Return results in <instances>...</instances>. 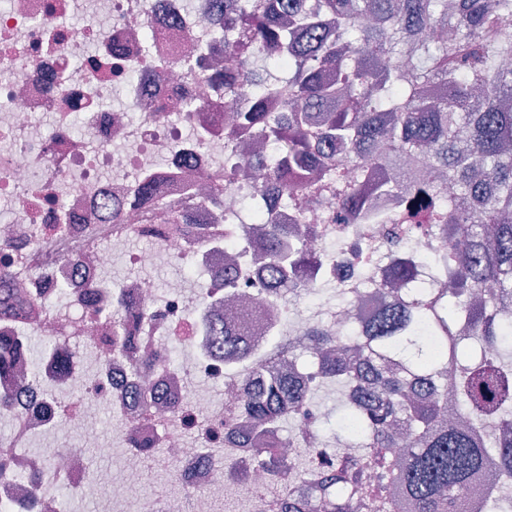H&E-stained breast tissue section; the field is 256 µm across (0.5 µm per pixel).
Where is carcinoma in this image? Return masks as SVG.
I'll return each mask as SVG.
<instances>
[{"label": "carcinoma", "mask_w": 512, "mask_h": 512, "mask_svg": "<svg viewBox=\"0 0 512 512\" xmlns=\"http://www.w3.org/2000/svg\"><path fill=\"white\" fill-rule=\"evenodd\" d=\"M224 71L211 81L229 97L257 95L236 113L235 127L258 132L252 155L232 159L233 172L266 167L270 144L278 156L264 191L296 205L336 186L341 224L448 226L431 265L403 257L395 286L367 319L359 339L343 344L325 329L311 331L321 377L314 385L264 378L262 367L243 383L245 432L253 465L270 481L288 484L278 512H356L367 471L375 485L370 512H464L462 495L485 474L512 488V362L504 349L481 357L462 341L486 345L512 335L498 319L512 306V0H214ZM284 97L276 115L261 103ZM435 169L436 181L398 215L363 204L356 189L366 169L384 178L374 190L397 194ZM154 201L165 224L182 220L180 204ZM261 257L273 277L303 284L308 262L303 239L285 243L288 230L264 228ZM211 349L224 360L246 362L259 343L242 331L213 330ZM22 351L0 337V371L12 370ZM468 423L444 415L439 393L448 366ZM324 385L342 395L339 427L353 432L356 452L338 456L332 441L319 449L329 460L309 493L296 494L301 471L260 432L282 433L288 420L306 416ZM408 442L403 452L398 431Z\"/></svg>", "instance_id": "1"}]
</instances>
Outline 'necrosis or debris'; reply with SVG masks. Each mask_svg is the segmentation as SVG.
Returning <instances> with one entry per match:
<instances>
[{
  "mask_svg": "<svg viewBox=\"0 0 512 512\" xmlns=\"http://www.w3.org/2000/svg\"><path fill=\"white\" fill-rule=\"evenodd\" d=\"M212 7L213 0H165L155 13L148 0H7L0 7V255L7 257L0 271L24 297L13 316L0 317V335L22 345L36 335L73 353L68 372L48 355L39 377L0 375V395L14 400L0 435V451L9 453L0 512H29L33 498L43 512H59L56 484L82 489L90 480L107 489L112 512H124L147 448L163 449L175 463L174 481L191 497L192 512H213L214 502L237 487L224 473L226 459H245L249 451L225 433L242 413L245 371L208 352L210 322L223 314L251 316L259 342L298 338L319 321L347 336L373 314V288L393 280L389 225L334 223L332 191L313 207L286 208L272 197L265 223L311 229L307 248L318 264L310 287L331 284L347 302L315 317L271 316V309H286V298L266 290L254 258L267 240L247 217L263 176L229 175L224 131L210 127L214 115H231L251 101L246 91L225 97L208 80L217 59L207 51ZM192 100L203 108L189 121H174L164 109ZM76 113L86 128L80 137L69 130ZM148 180L163 197L194 199L188 223H153L152 204L139 194ZM214 185L222 188L215 199ZM230 250L238 256L240 305L228 313ZM117 258L129 273L115 284ZM164 265L203 275L205 288L189 291L181 278L156 288L152 273ZM61 288L70 297L64 306L53 301ZM119 298L143 315L129 325L134 349L116 354L101 315ZM172 340L186 356L169 366L164 346ZM201 378L220 383V399L194 389ZM131 380L145 394L160 390L162 400L133 404ZM52 389L79 400H47ZM99 406L113 412L112 435L126 448L122 474L89 473L75 449L31 452L35 438L63 421L110 456L90 417Z\"/></svg>",
  "mask_w": 512,
  "mask_h": 512,
  "instance_id": "1",
  "label": "necrosis or debris"
}]
</instances>
